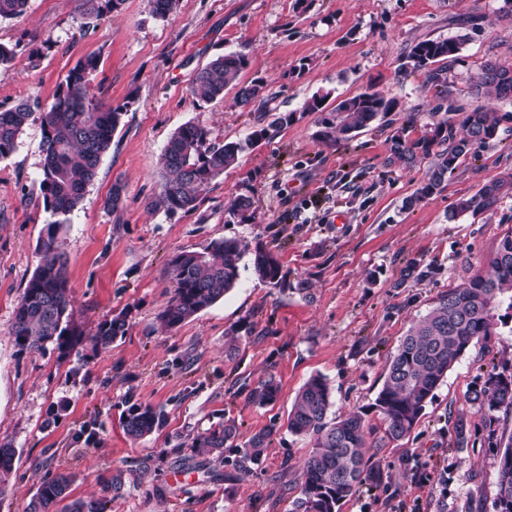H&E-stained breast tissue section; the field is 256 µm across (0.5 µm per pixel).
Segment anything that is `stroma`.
<instances>
[{"label":"stroma","mask_w":512,"mask_h":512,"mask_svg":"<svg viewBox=\"0 0 512 512\" xmlns=\"http://www.w3.org/2000/svg\"><path fill=\"white\" fill-rule=\"evenodd\" d=\"M502 0H179L165 19L152 0H122L104 19H88L82 0H28L0 20V43L14 47L0 75V107L30 99L51 103L82 58L99 60L91 97L122 109L112 147L82 204L67 215L58 245L68 259L72 317L82 342L67 356L18 351L10 334L17 303L38 261L47 224L55 220L39 191L42 124L33 114L15 151L0 160V443L16 450L0 512H26L41 481L74 474L71 496L101 495L102 477L122 473L125 486L106 512H289L301 492L310 439L291 435L295 395L314 375L333 391L332 412L370 405L400 339L448 289L483 271L499 239L512 230V193L497 210L458 215L459 199L512 173V102L476 96L479 64H512V22ZM476 16L469 39L444 62L445 89L407 55L425 38L458 34ZM234 52L247 65L241 83H265L266 107L241 104L235 90L206 103L189 92L198 69ZM374 89L397 102L353 139L321 142L323 113L304 111L313 94L344 99ZM492 107L498 136L460 159L440 190L414 193L436 161L390 158L399 128L420 137L448 104ZM292 119L254 146L246 140L265 112ZM221 140L246 148L215 178L198 208L168 214L157 207L159 158L170 135L195 120ZM124 203L104 202L114 183ZM250 197L245 217L230 215ZM250 246L235 287L180 327L158 315L173 293L170 260L201 252L215 240ZM275 253L284 283L261 281L253 247ZM428 276L406 275L410 259ZM125 313L127 331L94 346L98 323ZM237 350L227 355V337ZM512 364V310H494L493 334L472 344L449 371L409 438L373 434L368 455L381 488L359 489L341 512H495L497 467L488 448L457 449L448 431L470 390L493 369ZM274 379V404L259 407L250 387ZM163 409L165 422L131 441L121 417L131 404ZM233 419L241 439L277 425L266 457L251 471L235 469L236 452L218 463L190 437ZM150 458L141 471L138 460Z\"/></svg>","instance_id":"obj_1"}]
</instances>
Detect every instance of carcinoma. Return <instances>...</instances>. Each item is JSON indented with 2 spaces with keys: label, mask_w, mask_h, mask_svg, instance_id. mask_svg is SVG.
I'll return each instance as SVG.
<instances>
[{
  "label": "carcinoma",
  "mask_w": 512,
  "mask_h": 512,
  "mask_svg": "<svg viewBox=\"0 0 512 512\" xmlns=\"http://www.w3.org/2000/svg\"><path fill=\"white\" fill-rule=\"evenodd\" d=\"M122 0H84L88 17L96 20L112 13ZM27 0H0V19L12 18L25 11ZM466 35L452 38L423 39L410 48L408 59L416 69L452 58ZM99 59L89 55L69 71L50 106L42 116L43 166L40 193L45 208L65 216L83 201L86 188L94 180L99 162L112 146V136L122 112L95 102L89 97L88 76L96 71ZM246 60L236 53H226L198 68L190 84L192 96L209 102L224 96L232 86L241 103L263 99L264 84L253 81L239 85ZM475 88L479 94H492L512 100V66L487 60L479 68ZM36 102L21 100L10 107H0V159L10 156L17 140L28 125ZM397 103L377 91L367 90L346 98L332 109L335 116L324 122L318 134L323 141H347L378 118L395 111ZM292 114H274L265 126L254 130L248 143L270 137L288 123ZM500 119L495 112L478 106L463 112L454 122L441 118L429 124V131L414 141L406 129L398 130L389 140L391 155L406 163L417 153L427 155L435 145L446 150L438 155L425 181L407 206L433 195L452 172L460 158L474 155L497 136ZM236 141L216 142L212 129L198 120L180 126L168 139L160 165L164 180L159 204L170 214L197 209L201 195L212 180L224 174L243 151ZM512 191V175L490 180L472 196L460 199L456 213L473 216L494 212ZM63 222L47 225L40 240V259L28 280L15 309L10 335L20 351L45 352L49 348L64 355L82 342V332L72 323L67 278V261L60 251L57 235ZM248 244L236 239L214 241L204 252H182L170 261L174 290L159 320L174 329L211 307L230 292L239 276V263ZM253 269L258 278L273 286L282 281L281 265L270 251L257 247ZM507 301L512 308V231L498 241L488 260V271L477 273L465 283L443 293L413 324L401 339L387 367L382 387L372 408L381 417L384 438L400 441L408 436L424 415V410L440 383L474 342L492 335L493 309ZM126 316L105 318L98 323L92 342L106 347L125 335ZM278 396V386L271 379L260 382L249 393V400L264 407ZM469 409L480 415V425H471L468 412L458 414L453 424V444L467 448L476 444L496 449L498 480L494 498L495 512H512V436L498 434L499 419L494 412L512 410V373L489 375L481 386L467 396ZM331 388L321 375L310 377L296 394L288 414V432L310 438L312 450L301 473V496L292 503L291 512H340L356 492L368 485L380 488V470L367 458L368 436L373 428L364 409L344 417L330 416ZM164 413L150 406L132 405L123 417L125 434L133 441L150 435L162 425ZM275 426L252 435L241 450L236 466L257 463L269 448ZM238 436L233 421L210 426L193 438L191 447L203 448L216 459L224 460V448ZM16 449L0 444V495L12 473ZM73 478L59 473L42 482L32 496L27 512H106L105 499H70Z\"/></svg>",
  "instance_id": "cac0c4a2"
}]
</instances>
